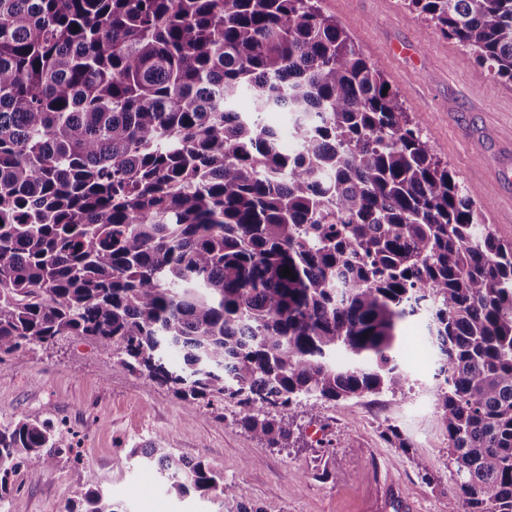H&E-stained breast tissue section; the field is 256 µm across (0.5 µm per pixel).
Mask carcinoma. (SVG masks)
<instances>
[{
    "label": "carcinoma",
    "instance_id": "obj_1",
    "mask_svg": "<svg viewBox=\"0 0 512 512\" xmlns=\"http://www.w3.org/2000/svg\"><path fill=\"white\" fill-rule=\"evenodd\" d=\"M404 2L512 82V0ZM386 86L318 0H0V354L85 336L188 416L228 401L289 448L297 408L408 396L398 326L421 315L448 512H512V244ZM58 454L47 425L0 430V503ZM136 455L172 497L234 493Z\"/></svg>",
    "mask_w": 512,
    "mask_h": 512
}]
</instances>
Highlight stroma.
<instances>
[{"mask_svg": "<svg viewBox=\"0 0 512 512\" xmlns=\"http://www.w3.org/2000/svg\"><path fill=\"white\" fill-rule=\"evenodd\" d=\"M397 91L438 159L473 190L498 237L512 242V82L491 78L462 47L428 28L404 0H319ZM0 359V429L21 419L49 424L61 448L54 469H21L0 512H73V488L91 482L121 512H446L453 485L448 432L438 412L443 383L435 352L406 357V399L369 396L296 412L292 448H270L236 421L229 403L187 417L167 388L131 374L116 356L80 336ZM397 423L411 444L382 435ZM200 459L235 495H166L155 469L131 460L148 444ZM432 463L423 478L413 463Z\"/></svg>", "mask_w": 512, "mask_h": 512, "instance_id": "35a3bbf8", "label": "stroma"}]
</instances>
